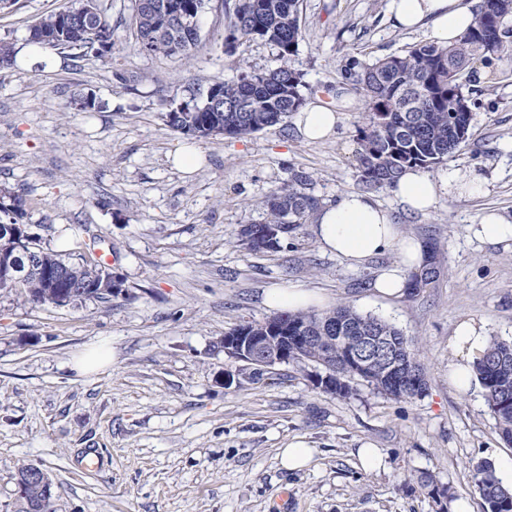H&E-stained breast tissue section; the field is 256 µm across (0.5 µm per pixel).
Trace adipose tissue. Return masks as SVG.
Masks as SVG:
<instances>
[{
	"label": "adipose tissue",
	"mask_w": 512,
	"mask_h": 512,
	"mask_svg": "<svg viewBox=\"0 0 512 512\" xmlns=\"http://www.w3.org/2000/svg\"><path fill=\"white\" fill-rule=\"evenodd\" d=\"M396 23L405 29L425 27L429 38L438 43H451L474 23L475 13L462 0H389ZM341 118L337 112L310 103L295 115V126L304 140L315 142L332 137ZM481 182L473 173L447 179H436L417 170H407L392 189L404 210L425 213L443 193L459 189L473 190ZM312 233L326 252L335 254L353 266L363 265L369 258L388 250L400 256L398 265L385 269L376 277L374 286L385 298L402 294L405 273L419 268L424 260L420 243L404 236L391 213L371 196L347 192L336 203L321 206ZM486 327L474 319L460 321L454 331L457 360L451 378L458 388H468L473 364L485 349Z\"/></svg>",
	"instance_id": "ef3b65f1"
}]
</instances>
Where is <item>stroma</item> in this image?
Returning a JSON list of instances; mask_svg holds the SVG:
<instances>
[{"mask_svg":"<svg viewBox=\"0 0 512 512\" xmlns=\"http://www.w3.org/2000/svg\"><path fill=\"white\" fill-rule=\"evenodd\" d=\"M108 2L111 61L53 52L44 64L0 69V187L28 199L44 245L73 259L109 256L123 279L122 293L78 305L0 296V512H14L23 463L49 473L54 512H436L417 484L424 472L483 512L472 465L490 460L510 483L512 445L479 382L465 391L453 383V333L473 318L488 338L512 339V243L474 235L490 210L512 223V55L476 64L471 135L430 172L478 173V191L442 196L424 214L404 211L391 190L373 192L436 272L414 295L385 300L373 282L398 265L397 252L354 267L306 228L293 247L255 254L239 231L262 222V200L294 172L310 174L326 203L357 191L365 104L338 76L341 53L394 54L426 40L424 29L394 27L389 0H301L292 64L308 101L340 112L335 136L307 142L290 119L246 138L214 136L198 141L205 162L185 175L168 161L185 137L164 114L213 82L275 66L277 51L251 42L226 55L225 0H210L190 59L140 55L127 25L131 0ZM77 4L17 0L0 10V39L22 48L35 18ZM78 90L96 97L95 110L76 109ZM281 286L395 324L417 342L426 392L395 402L361 382L337 399L292 365L256 382L216 383L226 365L217 338L271 316L264 294ZM92 348L109 363L74 371L73 359ZM293 441L311 449L307 468L281 467L278 451ZM365 444L380 449L381 468L361 466Z\"/></svg>","mask_w":512,"mask_h":512,"instance_id":"35a3bbf8","label":"stroma"}]
</instances>
